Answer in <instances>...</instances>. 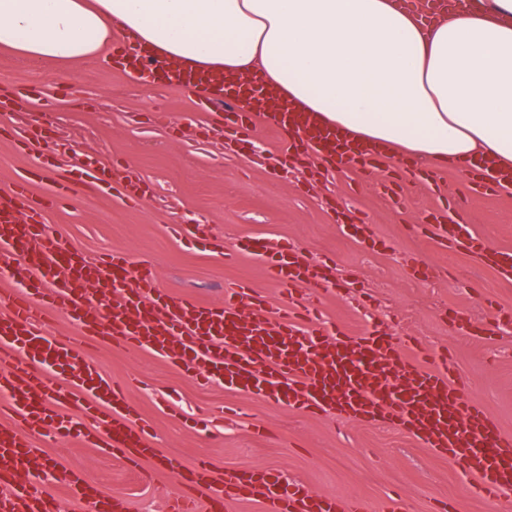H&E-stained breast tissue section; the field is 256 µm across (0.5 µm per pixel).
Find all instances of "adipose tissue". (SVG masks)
Here are the masks:
<instances>
[{
  "instance_id": "adipose-tissue-1",
  "label": "adipose tissue",
  "mask_w": 512,
  "mask_h": 512,
  "mask_svg": "<svg viewBox=\"0 0 512 512\" xmlns=\"http://www.w3.org/2000/svg\"><path fill=\"white\" fill-rule=\"evenodd\" d=\"M116 26L170 62L260 75L358 141L512 166V0L430 27L397 0H0V47L33 62L96 56Z\"/></svg>"
}]
</instances>
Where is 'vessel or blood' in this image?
<instances>
[{
	"mask_svg": "<svg viewBox=\"0 0 512 512\" xmlns=\"http://www.w3.org/2000/svg\"><path fill=\"white\" fill-rule=\"evenodd\" d=\"M140 62L155 71L159 84L207 89L200 107L238 111L229 129L232 138L248 136L259 119L276 127L285 142L279 160L312 152L332 168L356 159L375 170L386 157L385 150L338 136L288 101L268 111L272 91L256 78L227 79L172 65L150 52ZM459 168L467 178L466 194L437 204L422 231L439 251L476 256L510 280L512 251L491 247L457 216L471 196L512 188V172L489 162L478 167L463 161ZM110 185L108 169L76 164L54 194L61 198L77 187ZM52 205V199L32 205L23 181L0 191V264L18 265L29 281L27 289L0 295V416H9L8 422L0 420V512H62L59 498L31 470L32 438L47 427L115 456L134 448L147 457L156 453L148 428L128 416L123 385L103 378L82 347L85 336H106L133 352H155L201 382L217 376L226 387L292 411L333 412L347 424L395 427L421 447L461 462L490 504L512 489V437L502 435L495 420L467 399L448 352L419 346L414 358L406 359L377 328L351 336L321 327L323 299L336 283L293 244L255 237L245 249L283 286L287 308L271 311L244 284L226 288L218 303L201 304L162 292L152 268L133 265L124 254L88 259L70 243L49 238L44 222ZM55 311L70 315L75 335L52 332ZM53 372L76 387L75 404L85 425H73L51 410L58 394L49 379ZM165 466L178 485L167 512H228L239 502L254 503L261 512H371L364 499L322 496L260 468L225 470L208 482L201 503L193 484L203 479L205 464L187 467L169 459ZM60 480L71 504L127 512L85 476L65 470Z\"/></svg>",
	"mask_w": 512,
	"mask_h": 512,
	"instance_id": "1",
	"label": "vessel or blood"
}]
</instances>
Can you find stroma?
I'll list each match as a JSON object with an SVG mask.
<instances>
[{"mask_svg": "<svg viewBox=\"0 0 512 512\" xmlns=\"http://www.w3.org/2000/svg\"><path fill=\"white\" fill-rule=\"evenodd\" d=\"M15 106L0 111V188L41 172L33 199L47 191L46 178L72 158L110 169L113 179L137 172L149 185L134 202L112 191L78 189L46 215L45 232L95 258L122 252L133 264L151 266L157 286L202 303L219 301L227 287L245 283L258 289L271 307L283 297L262 262L238 248L250 238L293 242L311 262L328 263L342 292L327 294V328L357 335L378 324L397 348L411 355L409 337L432 349L449 348L466 396L482 406L512 436V281L483 267L469 254L443 253L414 233L438 200L454 198L465 176L440 169L436 185L403 172L392 155L383 169L396 172L402 196L393 205L379 174L348 163L318 183H308L306 165L288 175L254 165L255 153L273 154L284 141L260 124L251 140L227 149L225 114L199 111L200 90L146 86L102 56L76 62L33 63L0 48V95ZM49 126L54 140L27 146L26 128ZM491 244L512 248V191L475 199L462 216ZM201 224L223 239L237 256L171 234L175 225ZM421 256L434 270L430 279L407 265ZM473 322L475 332L459 325ZM99 371L125 385L131 412L148 425L160 456L186 465L224 469L267 468L313 492L345 494L381 503L395 489L411 512H430L440 501L461 500L466 512H512V499L489 505L474 491L461 464L419 447L407 434L386 426L342 427L331 416L294 412L258 396L242 395L223 382L199 385L168 360L144 351L89 338ZM243 408L236 420L194 425V418L224 408ZM42 471L54 478L70 468L96 481L109 495L128 501L131 512H165L177 491L174 477L157 458L132 463L64 439L54 432L37 437Z\"/></svg>", "mask_w": 512, "mask_h": 512, "instance_id": "stroma-1", "label": "stroma"}]
</instances>
